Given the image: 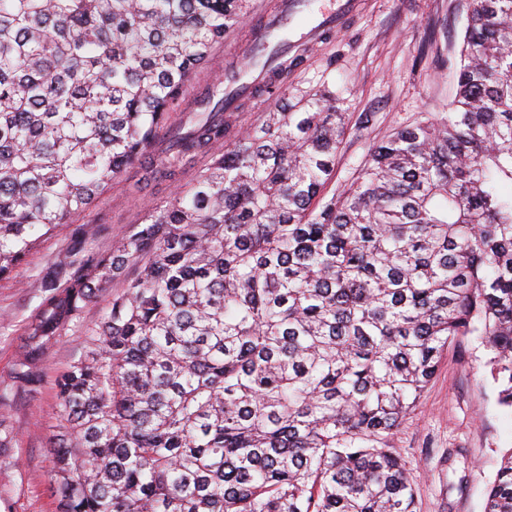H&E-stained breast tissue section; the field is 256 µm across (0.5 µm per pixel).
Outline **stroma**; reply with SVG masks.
<instances>
[{
	"label": "stroma",
	"instance_id": "35a3bbf8",
	"mask_svg": "<svg viewBox=\"0 0 512 512\" xmlns=\"http://www.w3.org/2000/svg\"><path fill=\"white\" fill-rule=\"evenodd\" d=\"M279 0H247L243 19L224 32V43L207 66L193 74L172 120L193 111L199 88L243 48L255 14ZM345 34L310 49L303 66L288 77V92L328 85L343 111L374 113L363 139L351 140L345 166L359 164L369 142L383 138L450 101L471 0H358ZM174 190L167 181L143 183L139 167L120 174L91 208L40 239L9 277L0 279V414L12 430L0 448V512H58L49 440L58 430L56 380L81 353L74 331H66L45 354L37 391L16 389L13 364L22 328L40 302L39 278L85 225L99 249L131 229ZM484 337L471 334L444 350L416 408L397 429L392 446L408 470L416 512H483L488 487L504 452L512 449V408L498 401L487 364Z\"/></svg>",
	"mask_w": 512,
	"mask_h": 512
}]
</instances>
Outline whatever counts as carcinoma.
<instances>
[{"mask_svg": "<svg viewBox=\"0 0 512 512\" xmlns=\"http://www.w3.org/2000/svg\"><path fill=\"white\" fill-rule=\"evenodd\" d=\"M240 0H0V278L124 169L178 191L40 278L14 379L84 308L49 442L60 512H415L391 441L479 332L512 407V0H473L444 111L369 143L324 87L239 127L206 89ZM208 161L182 182L183 162ZM483 512H512V449Z\"/></svg>", "mask_w": 512, "mask_h": 512, "instance_id": "carcinoma-1", "label": "carcinoma"}]
</instances>
